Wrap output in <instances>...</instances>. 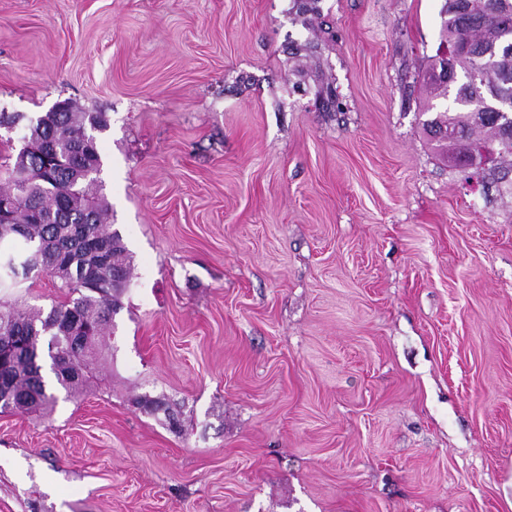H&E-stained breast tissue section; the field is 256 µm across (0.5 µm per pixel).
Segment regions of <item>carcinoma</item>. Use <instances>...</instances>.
Returning <instances> with one entry per match:
<instances>
[{"label":"carcinoma","mask_w":512,"mask_h":512,"mask_svg":"<svg viewBox=\"0 0 512 512\" xmlns=\"http://www.w3.org/2000/svg\"><path fill=\"white\" fill-rule=\"evenodd\" d=\"M461 0H444L441 40L469 38L479 60L464 54L454 68L472 79L455 86L434 77L426 83L435 96H449L441 108L428 98L433 117L429 137L454 159L467 144L492 148L501 163H512V55L501 51L512 38V0H466L469 13L490 21L462 24ZM102 112H83L64 102L47 112L23 136L28 148L0 163V195H14L13 217L0 221V291L9 292L31 276L52 277L64 294L49 310L0 302V413L44 412L55 401L42 374L44 358L61 388H83L98 360L97 344L113 326V316L132 284V256L110 221L111 208L99 192L102 161L97 134L107 130ZM88 337L78 352L52 346L72 326Z\"/></svg>","instance_id":"cac0c4a2"}]
</instances>
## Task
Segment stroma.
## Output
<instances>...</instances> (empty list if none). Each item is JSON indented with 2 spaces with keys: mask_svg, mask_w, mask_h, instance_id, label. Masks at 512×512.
Listing matches in <instances>:
<instances>
[{
  "mask_svg": "<svg viewBox=\"0 0 512 512\" xmlns=\"http://www.w3.org/2000/svg\"><path fill=\"white\" fill-rule=\"evenodd\" d=\"M442 4L0 0V111L108 115L134 265L83 393L0 413V512H512V173L424 131Z\"/></svg>",
  "mask_w": 512,
  "mask_h": 512,
  "instance_id": "1",
  "label": "stroma"
}]
</instances>
